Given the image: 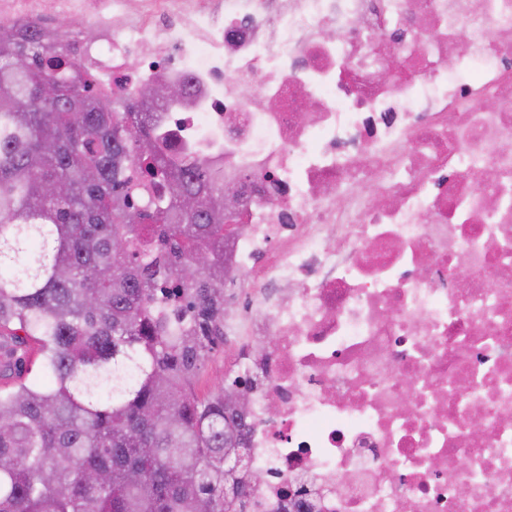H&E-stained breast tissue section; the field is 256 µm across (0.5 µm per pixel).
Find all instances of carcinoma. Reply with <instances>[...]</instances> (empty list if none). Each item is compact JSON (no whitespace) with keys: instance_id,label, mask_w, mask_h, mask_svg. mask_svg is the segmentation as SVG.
<instances>
[{"instance_id":"carcinoma-1","label":"carcinoma","mask_w":512,"mask_h":512,"mask_svg":"<svg viewBox=\"0 0 512 512\" xmlns=\"http://www.w3.org/2000/svg\"><path fill=\"white\" fill-rule=\"evenodd\" d=\"M44 38L0 37V337L42 356L0 389V512H238L245 412L192 389L224 336L223 172Z\"/></svg>"}]
</instances>
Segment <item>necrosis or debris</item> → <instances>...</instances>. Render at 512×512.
Wrapping results in <instances>:
<instances>
[{
	"instance_id": "4bbe7bcc",
	"label": "necrosis or debris",
	"mask_w": 512,
	"mask_h": 512,
	"mask_svg": "<svg viewBox=\"0 0 512 512\" xmlns=\"http://www.w3.org/2000/svg\"><path fill=\"white\" fill-rule=\"evenodd\" d=\"M128 5L53 13L100 95L183 86L156 139L239 189L252 512H512V0Z\"/></svg>"
}]
</instances>
